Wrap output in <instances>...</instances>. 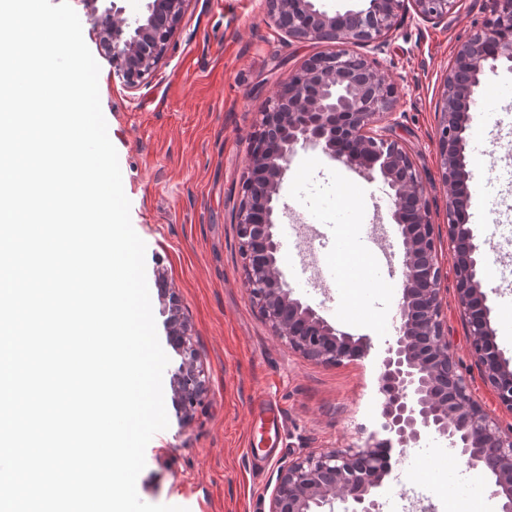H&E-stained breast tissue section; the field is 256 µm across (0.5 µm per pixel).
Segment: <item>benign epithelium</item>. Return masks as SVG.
<instances>
[{
  "mask_svg": "<svg viewBox=\"0 0 512 512\" xmlns=\"http://www.w3.org/2000/svg\"><path fill=\"white\" fill-rule=\"evenodd\" d=\"M128 16L117 0H85L92 35L103 56L134 88L153 76L192 0H143ZM460 0H353L340 12L322 0H267L269 17L296 41L331 49L307 58L268 99L251 136L247 175L236 209L243 285L273 334L304 357L338 365L359 357L364 339L331 324L288 281L279 227L283 189L294 158L323 157L360 177L381 181L400 238L396 272L401 298L397 334L378 376L380 429L359 444L300 454L277 471L268 512H379L393 446L408 447L433 435L448 441L472 466L484 469L512 512V428L503 430L475 399L448 351L443 314L445 278L430 202L416 161L393 135L396 91L378 51L412 6L425 22H440ZM491 18L462 42L448 66L436 104L439 176L448 186V241L456 255L455 293L470 352L497 404L512 412V365L496 350L490 309L482 291L480 245L467 227L458 188L468 178L466 132L485 70L512 64V0H492ZM370 48L368 53L351 49ZM156 284L167 298V342L180 362L169 385L176 415L191 420L207 395L209 378L191 341L190 325L165 274Z\"/></svg>",
  "mask_w": 512,
  "mask_h": 512,
  "instance_id": "1",
  "label": "benign epithelium"
}]
</instances>
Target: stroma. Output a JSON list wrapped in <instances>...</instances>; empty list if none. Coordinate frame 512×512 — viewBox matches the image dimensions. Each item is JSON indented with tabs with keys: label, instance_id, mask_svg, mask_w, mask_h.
Segmentation results:
<instances>
[{
	"label": "stroma",
	"instance_id": "1",
	"mask_svg": "<svg viewBox=\"0 0 512 512\" xmlns=\"http://www.w3.org/2000/svg\"><path fill=\"white\" fill-rule=\"evenodd\" d=\"M489 14L486 0H460L438 23L407 13L387 40L382 58L396 89V137L419 166L435 223L448 221V190L438 179L436 102L460 41ZM298 42L267 14L264 0H193L156 73L128 88L101 61L100 101L115 146L130 217L146 244V277L165 273L191 326L200 363L209 375L205 403L193 419L170 416L149 442L137 479L141 500L188 512H268L277 470L301 453L360 442L380 415L379 362L394 339L388 315L401 296L395 275L358 279V300L343 288L313 285L296 264V246L281 253L296 293L341 330L365 338L361 357L324 365L292 351L276 336L243 287V261L231 213L246 173L250 137L266 101L289 71L326 51ZM480 130L482 164H469L467 224L488 252L482 290L491 310L495 346L512 362V101L486 108ZM284 200L305 225L335 224L350 210L356 225L390 224L374 185L326 159L299 154ZM450 352L475 397L502 426L512 412L496 405L468 350L452 278L443 283ZM270 399L283 424L265 433L253 406ZM270 449L263 469L247 454L249 441ZM380 512H400L415 492L435 512L442 499L475 512H498L488 474L469 465L446 441L423 438L391 451ZM464 481H456L457 471Z\"/></svg>",
	"mask_w": 512,
	"mask_h": 512
}]
</instances>
